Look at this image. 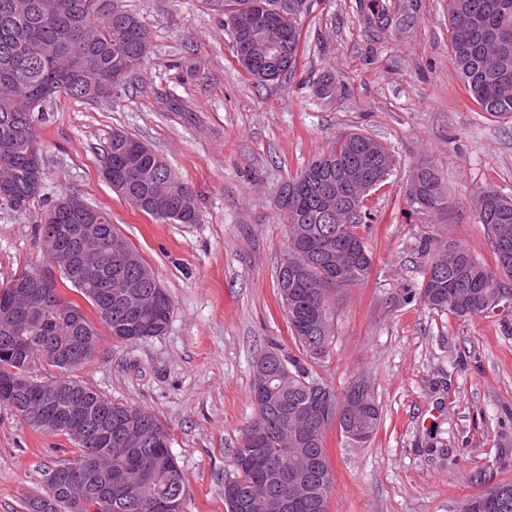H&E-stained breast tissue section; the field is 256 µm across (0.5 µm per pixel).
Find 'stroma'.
I'll return each instance as SVG.
<instances>
[{"label":"stroma","mask_w":512,"mask_h":512,"mask_svg":"<svg viewBox=\"0 0 512 512\" xmlns=\"http://www.w3.org/2000/svg\"><path fill=\"white\" fill-rule=\"evenodd\" d=\"M140 14L150 53L112 99L58 95L38 125L44 179L27 214L0 209V286L23 270L57 275L39 219L77 194L108 209L172 300L164 335L113 342L106 327L77 380L167 426L182 469L181 512H226L232 450L255 412L253 363L298 350L277 294L288 245L282 184L345 132L382 142L395 166L370 192L361 225L372 270L338 291L329 356L310 363L344 394L365 379L380 411L372 439L326 431L334 475L328 512H456L512 481V310L467 317L415 293L438 234L495 267L493 239L474 201L494 186L512 195V120L480 112L458 75L448 0H380L410 13V28L370 30L357 0H308L292 77L260 83L236 61L223 16L205 0H121ZM336 93L315 90L324 74ZM122 130L146 142L192 188L197 224H167L138 210L102 176V146ZM433 165L448 194L440 213L412 210L409 176ZM63 436L40 433L0 407V512H26L48 469L73 459Z\"/></svg>","instance_id":"obj_1"}]
</instances>
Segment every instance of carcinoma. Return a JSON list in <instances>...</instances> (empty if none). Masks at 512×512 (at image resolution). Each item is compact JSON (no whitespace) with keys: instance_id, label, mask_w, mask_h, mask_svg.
Here are the masks:
<instances>
[{"instance_id":"1","label":"carcinoma","mask_w":512,"mask_h":512,"mask_svg":"<svg viewBox=\"0 0 512 512\" xmlns=\"http://www.w3.org/2000/svg\"><path fill=\"white\" fill-rule=\"evenodd\" d=\"M295 0H206L213 11L231 9L239 24L230 30L234 57L243 70L258 81H275L295 74L301 43V29L293 4ZM357 8L366 19L378 15L396 30H405L412 17L390 16L379 0H359ZM450 47L464 89L471 101L495 118H512V50L495 66L484 60V45L493 33H512V0H448ZM250 38L280 41L286 57L278 72L256 73L246 63L243 43ZM149 32L141 18L120 7L117 0H0V86L11 89V101L0 105V170L12 173L11 185L0 187V209L25 213L39 189L34 177H43L39 140V116L56 95L65 93L88 101L109 97L112 84L106 77L112 68L125 64L133 71L148 53ZM392 168L393 156L385 146L361 132L337 137L331 146L299 174L283 185L279 196L282 222L288 228L287 252L276 272L278 293L288 292L285 310L292 338L303 358H285L272 351L281 389L273 402L256 404L253 419L245 427L234 450V472L224 480L227 512H325L324 502L333 491L334 479L325 448L330 418L310 419L294 441L282 433L283 423L292 415L318 406L323 396L335 391L311 375L308 362L317 360L315 350L326 358L333 342L334 309L331 296L340 289L364 282L370 275L372 258L358 228L365 223L364 199L353 197L347 174L357 170L366 181L377 177L374 161ZM105 166L112 169L110 185L137 209L161 222L197 224L200 212L192 189L172 173L163 158L144 142L122 130L112 131L105 147ZM415 197L407 202L429 213L444 210L447 200L440 193V179L433 168L419 167L410 177ZM350 209L345 224H330L325 217L326 201ZM477 222L494 237L496 268L491 269L467 250L434 237L425 241L428 258L425 277L429 297L424 304L447 309L459 316L481 311L487 298L497 293L512 295V288H496L497 279L512 280V255L503 262L501 241L512 242V197L490 186L477 198ZM95 222L105 226L106 239L119 236L111 214L94 206ZM42 224L85 223L80 208L60 212L51 206L40 219ZM138 256V263L124 272L146 289H157L159 301L151 313L136 315L120 302H112L104 315L100 300L90 288L81 286L74 270L60 272L62 283L80 294L93 308L116 343L128 344L163 335L170 322L172 303L160 287L152 268ZM69 332L84 345L97 346L99 333L87 314L61 295L56 281L46 288V306L39 323L11 353L0 347V406L20 407L28 396L17 387V379L40 365L46 378L58 379L88 402L86 420H100L99 409L112 408V425L134 416L151 445L134 450L130 457H112V475L133 468L139 457L154 460L151 479L140 487H127L112 497V504L91 495L77 505L67 493L65 465L58 473L46 474V490L26 501L27 512H152L151 500L160 493L172 497V507L181 505L178 490L180 467L170 450L167 426L155 415L116 403L73 378L75 368L63 359L43 361L41 336ZM352 424L360 427L368 441L378 428L379 407L371 390H366ZM73 462L101 457L109 446L93 433L73 443ZM281 448H296L299 459L280 455ZM303 478L306 495L278 508L287 490L290 468ZM470 512H512V482L499 483L481 496L467 499Z\"/></svg>"}]
</instances>
